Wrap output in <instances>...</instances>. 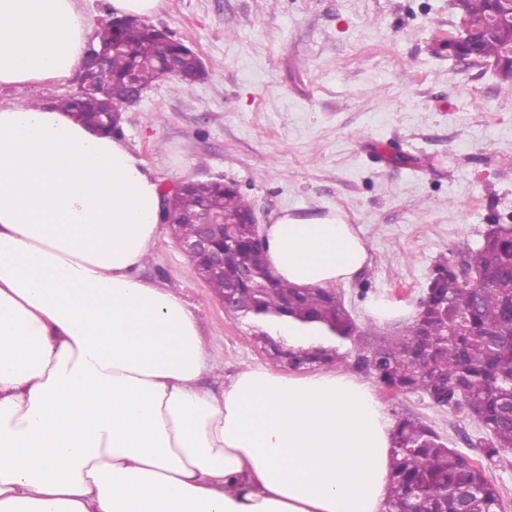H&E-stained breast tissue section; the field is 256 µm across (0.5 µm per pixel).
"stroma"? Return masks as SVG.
<instances>
[{
  "mask_svg": "<svg viewBox=\"0 0 512 512\" xmlns=\"http://www.w3.org/2000/svg\"><path fill=\"white\" fill-rule=\"evenodd\" d=\"M150 22L188 45L205 79L156 81L127 109L122 137L162 187L234 183L259 224L340 212L370 259L339 286L360 330L386 298L417 310L440 258L457 261L490 225L512 224V81L449 58L448 0H168ZM146 277L182 289L224 371L268 364L246 321L224 312L173 240ZM377 393L392 418L430 424L467 460L483 430L419 393Z\"/></svg>",
  "mask_w": 512,
  "mask_h": 512,
  "instance_id": "stroma-1",
  "label": "stroma"
}]
</instances>
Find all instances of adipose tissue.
Here are the masks:
<instances>
[{"label": "adipose tissue", "instance_id": "ef3b65f1", "mask_svg": "<svg viewBox=\"0 0 512 512\" xmlns=\"http://www.w3.org/2000/svg\"><path fill=\"white\" fill-rule=\"evenodd\" d=\"M78 0H0V91L72 77ZM155 172L51 104L0 102V512H386L394 423L342 369L243 364L221 392L197 306L143 272L163 234ZM300 288L369 252L339 213L264 225ZM290 345L329 328L272 321Z\"/></svg>", "mask_w": 512, "mask_h": 512}]
</instances>
